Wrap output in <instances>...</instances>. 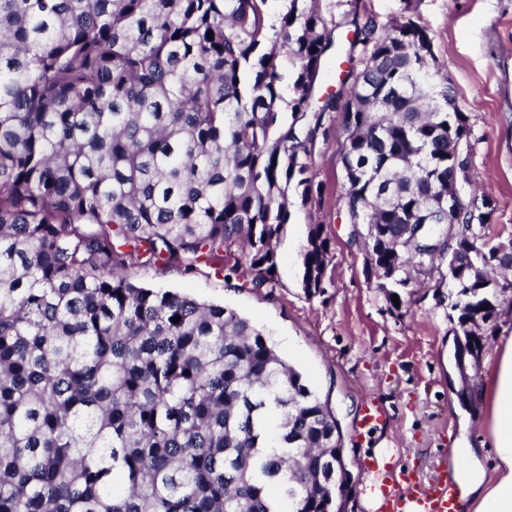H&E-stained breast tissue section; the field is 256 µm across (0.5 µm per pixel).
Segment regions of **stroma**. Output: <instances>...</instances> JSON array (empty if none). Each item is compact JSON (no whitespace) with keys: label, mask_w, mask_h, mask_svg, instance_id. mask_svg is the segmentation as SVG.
<instances>
[{"label":"stroma","mask_w":512,"mask_h":512,"mask_svg":"<svg viewBox=\"0 0 512 512\" xmlns=\"http://www.w3.org/2000/svg\"><path fill=\"white\" fill-rule=\"evenodd\" d=\"M336 23V50L348 46L353 15L387 28L412 20L432 38L435 67L458 89V106L470 117L472 163L479 191L493 201L489 223L473 224L480 241L512 242V0H319ZM327 136L312 150L313 173L323 187L320 208L298 211L277 245V284L254 291L238 276L213 270L143 267L136 278L218 304L251 319L270 336L278 354L327 399L343 436L351 473L348 512H361L367 484L363 463L378 449H396L399 470L428 480L450 457L463 412L479 408L471 382L483 374L500 337L512 334V274L483 330V349L472 355L456 317L450 316L448 269L414 276L391 303L369 267L368 249L353 235L340 196L343 133L327 113ZM327 226L332 260L325 288L307 295L300 286V251L310 220ZM377 401L386 418L359 429L364 405Z\"/></svg>","instance_id":"1"}]
</instances>
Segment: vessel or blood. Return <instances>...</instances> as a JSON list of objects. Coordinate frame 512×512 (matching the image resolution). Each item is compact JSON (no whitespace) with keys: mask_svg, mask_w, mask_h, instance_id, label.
<instances>
[{"mask_svg":"<svg viewBox=\"0 0 512 512\" xmlns=\"http://www.w3.org/2000/svg\"><path fill=\"white\" fill-rule=\"evenodd\" d=\"M372 505L369 512H455L456 489L448 483V465L440 463L428 482L397 473L387 450L365 464Z\"/></svg>","mask_w":512,"mask_h":512,"instance_id":"obj_1","label":"vessel or blood"}]
</instances>
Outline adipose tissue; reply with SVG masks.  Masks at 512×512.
Listing matches in <instances>:
<instances>
[{"label":"adipose tissue","instance_id":"obj_1","mask_svg":"<svg viewBox=\"0 0 512 512\" xmlns=\"http://www.w3.org/2000/svg\"><path fill=\"white\" fill-rule=\"evenodd\" d=\"M472 389L488 404L485 424L496 477H486L481 451L469 439L472 420L466 415L448 460V480L459 490L460 512H512V336L501 339L489 372Z\"/></svg>","mask_w":512,"mask_h":512}]
</instances>
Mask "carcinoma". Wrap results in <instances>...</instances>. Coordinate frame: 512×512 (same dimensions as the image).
I'll use <instances>...</instances> for the list:
<instances>
[{
  "label": "carcinoma",
  "mask_w": 512,
  "mask_h": 512,
  "mask_svg": "<svg viewBox=\"0 0 512 512\" xmlns=\"http://www.w3.org/2000/svg\"><path fill=\"white\" fill-rule=\"evenodd\" d=\"M267 3L0 0V512H346L336 417L266 332L134 281L227 254L241 287L274 286L285 226L321 201L328 112L372 268L447 264L482 349L512 243L472 233L488 196L448 207L470 125L428 32L353 19L317 106L334 28L318 0ZM330 254L310 222L306 294Z\"/></svg>",
  "instance_id": "obj_1"
}]
</instances>
